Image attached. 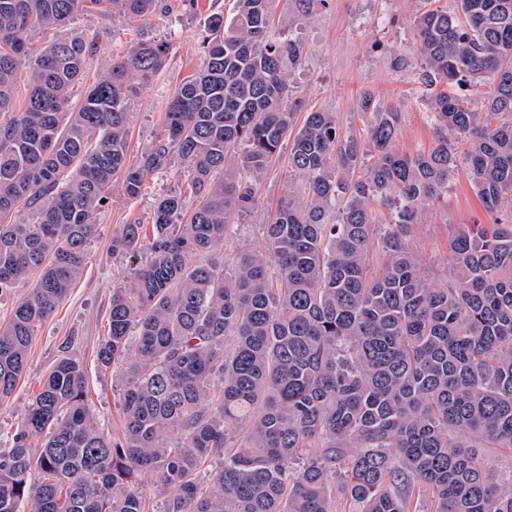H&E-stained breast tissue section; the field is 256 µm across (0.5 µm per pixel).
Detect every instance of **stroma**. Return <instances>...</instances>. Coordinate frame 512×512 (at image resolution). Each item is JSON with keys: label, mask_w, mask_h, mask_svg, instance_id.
<instances>
[{"label": "stroma", "mask_w": 512, "mask_h": 512, "mask_svg": "<svg viewBox=\"0 0 512 512\" xmlns=\"http://www.w3.org/2000/svg\"><path fill=\"white\" fill-rule=\"evenodd\" d=\"M168 8L148 19L131 21L115 15L77 14L68 30L51 29L35 36L44 45L64 32L82 35L95 52L81 84L73 89L80 101L87 86L112 65V60L134 43L154 39L169 44L170 53L162 73L140 89L128 115L129 155L139 158L162 132L168 98L186 76L203 64L202 41L212 12L230 11L232 0H197L185 8L183 0H167ZM425 0H329L310 19L300 20L294 0H278L276 18L284 33L302 41L304 56L294 70L289 97L305 105L335 113L343 131H361L359 101L372 94L381 103L404 114L399 137L402 150L412 152L432 142V129L420 100L418 71L397 68L394 58L413 46V19L423 11ZM299 182L287 158L272 165L257 191L255 207L234 226L224 246L225 262H232L242 249L262 238L271 206ZM187 175L173 168L148 179L139 198L128 200L113 192L99 218L97 238L91 243L81 279L71 288L52 317L37 327L32 338L26 369L13 393L0 403V446L15 432L29 403L62 351H69L86 366L87 399L105 432L119 433L122 425L121 398L127 379L123 372H102L95 351L105 333L104 325L112 289L133 271L137 260L112 251V239L124 225L151 226L156 200L171 191L186 189ZM488 218L476 197L466 165H459L448 204L427 212L411 239L429 277H447L449 238L460 224H484Z\"/></svg>", "instance_id": "1"}]
</instances>
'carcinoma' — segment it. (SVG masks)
I'll return each instance as SVG.
<instances>
[{
	"label": "carcinoma",
	"instance_id": "1",
	"mask_svg": "<svg viewBox=\"0 0 512 512\" xmlns=\"http://www.w3.org/2000/svg\"><path fill=\"white\" fill-rule=\"evenodd\" d=\"M306 20L329 0H296ZM414 18L433 139L398 147L404 115L367 93L366 137L334 112L297 105L287 78L302 43L273 30L275 0H233L208 18L202 67L177 85L164 133L127 161L128 113L169 46L144 40L66 109L94 45L80 36L30 53L32 37L79 11L145 18L164 0H0V402L22 376L34 326L82 275L112 190L138 198L180 161L195 204L171 191L152 234L126 224L112 252L149 259L112 289L97 367L124 368L121 435L102 431L82 363L65 351L0 448V512H512V0H454ZM292 137L300 184L263 240L225 270L224 243ZM488 224H462L430 282L410 241L448 204L459 164ZM21 208L34 220H16ZM383 254L370 269L372 247ZM279 266L268 273L270 260ZM224 384L205 404L207 387ZM43 438L40 448L32 439ZM219 461L201 486L207 460ZM40 478L30 482L32 470Z\"/></svg>",
	"mask_w": 512,
	"mask_h": 512
}]
</instances>
